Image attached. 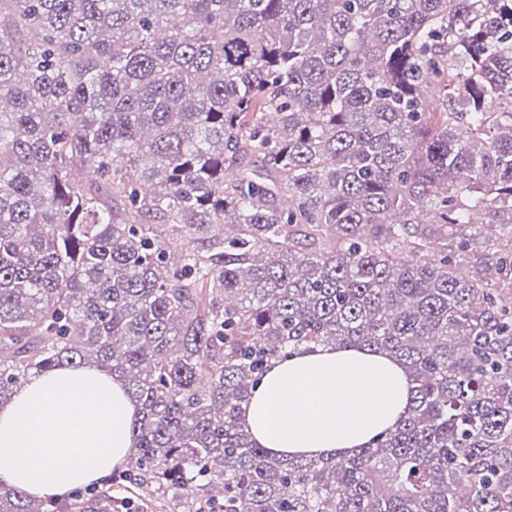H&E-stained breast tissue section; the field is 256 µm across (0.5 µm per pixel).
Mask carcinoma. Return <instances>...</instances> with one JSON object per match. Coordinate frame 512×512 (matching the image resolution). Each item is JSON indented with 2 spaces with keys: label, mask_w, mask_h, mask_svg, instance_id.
<instances>
[{
  "label": "carcinoma",
  "mask_w": 512,
  "mask_h": 512,
  "mask_svg": "<svg viewBox=\"0 0 512 512\" xmlns=\"http://www.w3.org/2000/svg\"><path fill=\"white\" fill-rule=\"evenodd\" d=\"M508 295L512 0H0V405L118 375L168 512H512ZM320 345L408 414L272 456L240 409Z\"/></svg>",
  "instance_id": "obj_1"
}]
</instances>
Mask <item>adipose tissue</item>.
Wrapping results in <instances>:
<instances>
[{"label": "adipose tissue", "instance_id": "1", "mask_svg": "<svg viewBox=\"0 0 512 512\" xmlns=\"http://www.w3.org/2000/svg\"><path fill=\"white\" fill-rule=\"evenodd\" d=\"M410 406L407 368L357 348L320 346L273 360L241 421L280 457L349 455L393 429ZM139 408L95 368L31 377L0 407V485L63 497L122 466Z\"/></svg>", "mask_w": 512, "mask_h": 512}]
</instances>
